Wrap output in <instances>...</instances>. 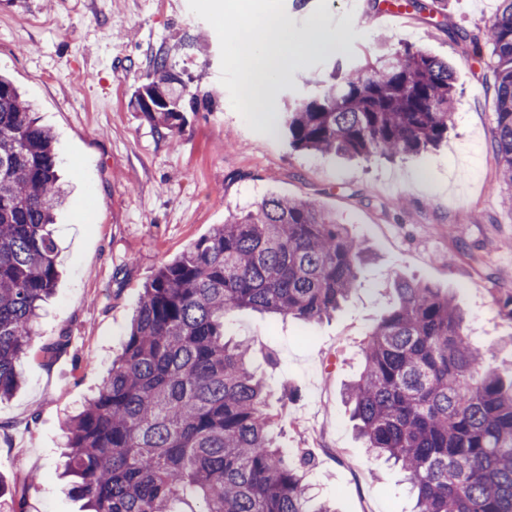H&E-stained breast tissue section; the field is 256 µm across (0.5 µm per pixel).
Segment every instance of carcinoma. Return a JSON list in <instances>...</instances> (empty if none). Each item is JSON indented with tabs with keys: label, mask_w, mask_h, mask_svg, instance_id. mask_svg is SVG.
I'll return each instance as SVG.
<instances>
[{
	"label": "carcinoma",
	"mask_w": 512,
	"mask_h": 512,
	"mask_svg": "<svg viewBox=\"0 0 512 512\" xmlns=\"http://www.w3.org/2000/svg\"><path fill=\"white\" fill-rule=\"evenodd\" d=\"M470 38L487 48L496 91L495 149L512 185V0ZM135 90L147 121L170 132L189 95L169 58ZM165 90L147 105L144 94ZM452 67L405 46L340 72L295 101L283 127L298 149L349 157L430 152L448 141ZM54 136L0 74V399L19 384L41 304L59 275L51 229L66 200ZM371 248L306 200L269 196L234 213L145 283L123 351L68 423V470L86 512H331L311 506L305 458L276 443L269 391L250 348L224 334L250 308L312 323L360 287ZM397 304L368 334L346 388L359 436L394 462L417 512H512V370L486 362L454 296L394 283Z\"/></svg>",
	"instance_id": "1"
}]
</instances>
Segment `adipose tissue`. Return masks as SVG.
Returning a JSON list of instances; mask_svg holds the SVG:
<instances>
[{
	"label": "adipose tissue",
	"instance_id": "ef3b65f1",
	"mask_svg": "<svg viewBox=\"0 0 512 512\" xmlns=\"http://www.w3.org/2000/svg\"><path fill=\"white\" fill-rule=\"evenodd\" d=\"M311 48H336L335 43L325 39L319 20L312 18L303 27L292 29L278 16L269 15L250 43L241 70L240 83L250 107L268 106L275 83L287 73L292 58Z\"/></svg>",
	"mask_w": 512,
	"mask_h": 512
}]
</instances>
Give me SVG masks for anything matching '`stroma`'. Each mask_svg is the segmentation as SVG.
Here are the masks:
<instances>
[{
	"label": "stroma",
	"instance_id": "obj_1",
	"mask_svg": "<svg viewBox=\"0 0 512 512\" xmlns=\"http://www.w3.org/2000/svg\"><path fill=\"white\" fill-rule=\"evenodd\" d=\"M8 0L0 7V72L55 136L69 191L53 226L61 275L20 361L23 382L0 402V512H81L64 478L67 423L121 353L143 286L163 263L230 214L268 194L317 203L367 243L361 286L313 324L231 312L226 334L253 348L271 390L277 442L306 456L315 501L336 512H412L400 469L365 448L344 389L361 347L405 278L450 289L465 334L489 362L512 369V319L495 302L512 291V185L499 180L496 92L478 32L498 0H417L395 22L371 0ZM277 12L289 25L320 18L339 53L297 55L267 111L240 89V29ZM409 45L452 63L458 88L447 146L395 160L299 150L276 130L284 104L316 94L335 62L361 65ZM195 94L176 131L133 105L155 55ZM40 477L23 490L25 475Z\"/></svg>",
	"mask_w": 512,
	"mask_h": 512
}]
</instances>
